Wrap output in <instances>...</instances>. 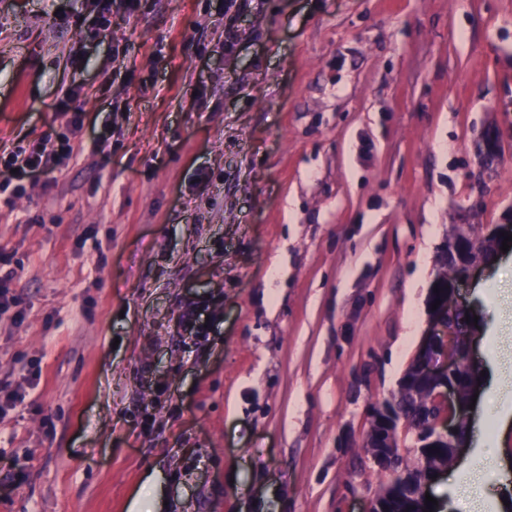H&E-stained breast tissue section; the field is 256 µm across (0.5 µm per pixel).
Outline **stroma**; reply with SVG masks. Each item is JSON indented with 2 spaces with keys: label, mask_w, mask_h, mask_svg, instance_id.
I'll use <instances>...</instances> for the list:
<instances>
[{
  "label": "stroma",
  "mask_w": 512,
  "mask_h": 512,
  "mask_svg": "<svg viewBox=\"0 0 512 512\" xmlns=\"http://www.w3.org/2000/svg\"><path fill=\"white\" fill-rule=\"evenodd\" d=\"M57 132L82 156L0 202V512H129L152 475L165 512H365L439 248L512 211V0H0V153ZM463 294L486 440L429 494L512 512V250ZM11 259L6 249L0 246V315L7 313L13 305L18 304V299L11 294V284L16 276L14 268H7Z\"/></svg>",
  "instance_id": "obj_1"
}]
</instances>
